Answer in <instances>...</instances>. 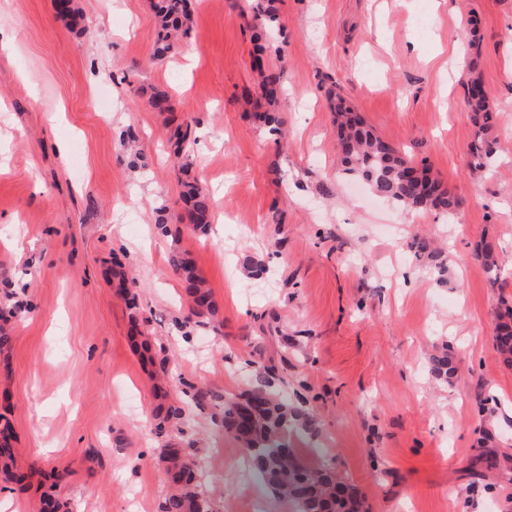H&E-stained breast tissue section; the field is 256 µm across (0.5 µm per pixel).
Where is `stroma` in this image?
I'll use <instances>...</instances> for the list:
<instances>
[{"label": "stroma", "instance_id": "1", "mask_svg": "<svg viewBox=\"0 0 512 512\" xmlns=\"http://www.w3.org/2000/svg\"><path fill=\"white\" fill-rule=\"evenodd\" d=\"M247 0H190V28L153 62L150 0H0V309L16 307L0 350V414L13 429L6 512H158L168 442L205 461L216 407L185 403L156 433L150 368L128 340L114 264L136 282L140 328L169 362V386L235 394L267 370L314 431L289 432L306 466L335 469L367 512H512V368L493 345L512 302V0H277L268 60L286 48L281 132L245 95ZM481 79L498 122L494 162L474 178L464 103ZM339 84L375 132L459 195L451 217L355 194L340 172L326 91ZM167 90L172 111L148 103ZM190 125L191 177L218 226L175 223L179 164L168 141ZM141 142L128 155L123 136ZM173 221L157 227L159 213ZM446 245L439 280L410 244ZM511 264L490 284L477 253ZM186 252L218 311L191 313L171 256ZM261 259L260 279L240 275ZM447 351L448 381L427 370ZM243 447L203 482L213 512H251Z\"/></svg>", "mask_w": 512, "mask_h": 512}]
</instances>
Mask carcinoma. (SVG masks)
<instances>
[{
    "label": "carcinoma",
    "instance_id": "1",
    "mask_svg": "<svg viewBox=\"0 0 512 512\" xmlns=\"http://www.w3.org/2000/svg\"><path fill=\"white\" fill-rule=\"evenodd\" d=\"M157 20V40L154 56L165 58L175 45L174 37L187 30L190 22L189 0H154ZM253 20L257 21L254 65L262 81L260 93L268 104L277 102L281 85L283 60L269 66L265 62L266 48L263 31L276 21L273 0L253 5ZM330 109L334 112L337 142L345 144L338 151L342 172L349 179L365 182L379 197L393 202L408 212H435L451 216L461 209L463 200L442 182L432 178L428 170L415 167L395 146L377 135L347 102L341 90H329ZM465 105L475 138L468 146L469 165L475 172L489 166L494 156L493 141L488 133L496 124L497 112L486 98L479 78L469 79L465 85ZM177 157L185 159L192 148L190 128L177 127L171 136ZM186 206L176 220L203 229L209 224L210 194L199 183H183ZM417 259L427 260L438 274L446 271L444 257L424 238H416L411 244ZM482 268L491 283L500 279L501 267L490 243L480 250ZM175 270L182 274L186 291L191 298L192 314L213 316L217 306L204 281L195 271L192 260L184 253L172 258ZM497 326L493 336L494 346L503 364L512 367V307L504 306L497 311ZM430 374L437 379H448L455 367L444 351L434 354L429 362ZM189 398L198 408L217 403L223 409L217 425L232 434L243 445L249 470L257 475L273 492L288 498L296 512H363L364 497L353 485L339 479L329 467L311 469L303 465L288 447L284 434L299 426L313 425L311 416L297 410L277 393L269 378L259 374L249 387L239 395L228 396L210 388L187 385ZM159 424L177 422L185 415L184 407L160 395ZM12 428L9 421L0 423V474L12 476L15 448L12 445ZM167 492L159 506V512H213L210 501L201 491L202 474L196 460L186 449L169 443L161 450Z\"/></svg>",
    "mask_w": 512,
    "mask_h": 512
}]
</instances>
